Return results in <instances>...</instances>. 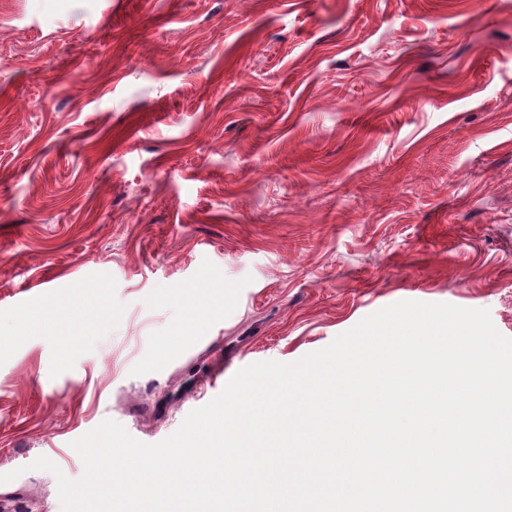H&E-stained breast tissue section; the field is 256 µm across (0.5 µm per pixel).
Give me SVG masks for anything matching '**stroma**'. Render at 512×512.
<instances>
[{"label": "stroma", "instance_id": "1", "mask_svg": "<svg viewBox=\"0 0 512 512\" xmlns=\"http://www.w3.org/2000/svg\"><path fill=\"white\" fill-rule=\"evenodd\" d=\"M403 300L512 338V0H0V501Z\"/></svg>", "mask_w": 512, "mask_h": 512}]
</instances>
